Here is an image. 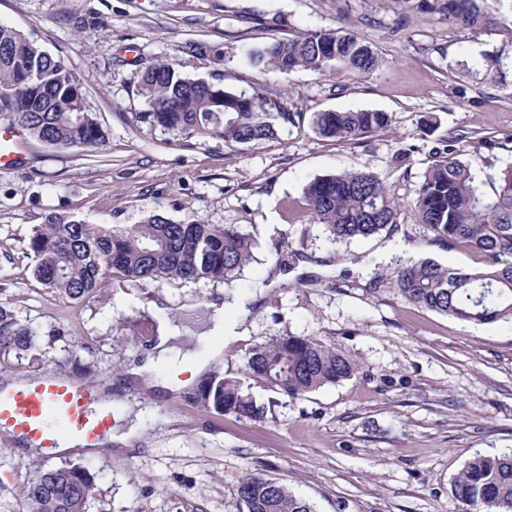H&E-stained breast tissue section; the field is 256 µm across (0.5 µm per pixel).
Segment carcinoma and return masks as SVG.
<instances>
[{
    "mask_svg": "<svg viewBox=\"0 0 512 512\" xmlns=\"http://www.w3.org/2000/svg\"><path fill=\"white\" fill-rule=\"evenodd\" d=\"M492 0H430L429 10L469 28L495 25ZM184 53L220 61V48L193 43ZM258 69L307 70L323 74L340 63L358 74L380 67L371 47L352 32L316 29L276 39L248 52ZM138 94L147 111L142 122L162 131L218 138L226 144L258 145L274 139L289 113L257 93L236 91L222 78H192L178 59L156 60L141 71ZM0 114L29 136L52 146L87 150L106 138L85 106L79 79L47 50L21 32L0 24ZM385 112H317L314 132L326 139L355 141L385 129ZM314 223L329 241L369 239L401 227V206L371 171L352 170L316 178L304 187ZM419 223L435 237L462 243L487 255L479 271L449 268L431 259L394 261L392 272L374 268L372 279L391 277L407 302L475 324L512 321V167L504 171L494 196L479 193L468 164L440 156L423 174L414 202ZM251 234L231 225L191 218L173 223L153 214L124 229H106L71 215H51L33 227L29 249L36 278L51 291L87 301L117 273L145 280L231 282L254 260ZM39 332L0 305V353L21 358L37 344ZM247 374L297 400L326 385L349 379L352 356L306 336H275L244 356ZM198 401L224 416L257 419L265 407L243 393L240 382L218 371L198 389ZM96 495L94 477L81 466L41 469L27 490L28 512H87ZM246 512H312L311 505L280 482L249 474L238 488ZM455 495L467 512H512V455L477 456L455 481Z\"/></svg>",
    "mask_w": 512,
    "mask_h": 512,
    "instance_id": "1",
    "label": "carcinoma"
}]
</instances>
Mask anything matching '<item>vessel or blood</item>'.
<instances>
[{"instance_id":"obj_1","label":"vessel or blood","mask_w":512,"mask_h":512,"mask_svg":"<svg viewBox=\"0 0 512 512\" xmlns=\"http://www.w3.org/2000/svg\"><path fill=\"white\" fill-rule=\"evenodd\" d=\"M21 160L17 134L0 127V162ZM98 381L74 385L70 377L42 373L21 387L0 388V432L28 441L36 448L59 447L64 436H76L89 446L106 447L112 410L100 406Z\"/></svg>"}]
</instances>
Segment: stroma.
<instances>
[{"label":"stroma","instance_id":"35a3bbf8","mask_svg":"<svg viewBox=\"0 0 512 512\" xmlns=\"http://www.w3.org/2000/svg\"><path fill=\"white\" fill-rule=\"evenodd\" d=\"M498 24L474 30L430 12L426 0H0V24L60 58L82 83L105 129L92 150L25 139L23 160L0 165V303L40 333L23 358L0 357V383L47 370L90 371L116 384L160 324L187 308L224 302L239 334L217 361L263 418L218 415L195 387L157 394L127 382L124 414L139 404L136 451L23 455L0 434V512H25L39 468L79 465L97 489L88 512H245L241 478L259 473L288 486L314 512H464L453 484L476 456L512 454V323L473 324L406 302L392 281L370 290L385 236L334 244L313 224L305 185L348 170L374 172L404 207V253L464 269L486 257L434 239L412 203L434 156L469 164L493 195L512 166V0ZM95 24L81 28L84 18ZM333 28L377 53L376 71L337 64L325 73L259 70L250 48ZM222 46L223 63L187 58L192 77L277 100L289 122L257 146L168 133L140 122L142 65L184 46ZM388 113L386 130L353 143L315 134L317 112ZM51 214L106 228L152 214L199 218L253 235L255 259L232 286L113 276L91 301L45 288L28 248ZM308 336L351 353L348 380L289 401L245 374L243 357L273 336Z\"/></svg>","mask_w":512,"mask_h":512}]
</instances>
